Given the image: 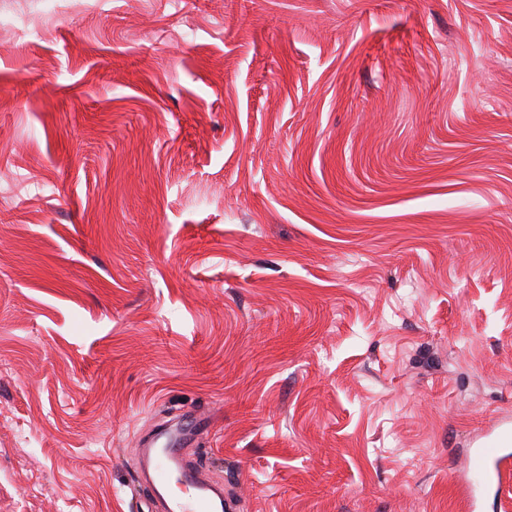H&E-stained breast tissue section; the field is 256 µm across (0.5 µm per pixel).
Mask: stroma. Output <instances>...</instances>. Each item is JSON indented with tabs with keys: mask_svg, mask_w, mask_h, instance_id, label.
<instances>
[{
	"mask_svg": "<svg viewBox=\"0 0 512 512\" xmlns=\"http://www.w3.org/2000/svg\"><path fill=\"white\" fill-rule=\"evenodd\" d=\"M0 512H469L512 419V0H0ZM499 431L490 445H484L474 453L471 472L473 480L471 483V510L477 506L476 493L480 489L498 490L501 483V464L508 459V456L502 455L506 448L498 447L502 440L510 436L509 420L502 421L499 425ZM168 430L167 427L162 428L156 435L142 441V462L147 475L140 484L153 498L163 503L164 512L233 511L230 502L224 504L222 488L206 482L194 463L185 458L186 448L182 447L193 442L195 432L171 435ZM164 435L167 441L157 448V439Z\"/></svg>",
	"mask_w": 512,
	"mask_h": 512,
	"instance_id": "35a3bbf8",
	"label": "stroma"
}]
</instances>
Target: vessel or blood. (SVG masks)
Masks as SVG:
<instances>
[{
	"label": "vessel or blood",
	"instance_id": "vessel-or-blood-1",
	"mask_svg": "<svg viewBox=\"0 0 512 512\" xmlns=\"http://www.w3.org/2000/svg\"><path fill=\"white\" fill-rule=\"evenodd\" d=\"M511 436L512 425L501 422L496 443L477 448L471 463L472 490L499 488L505 460L500 443ZM188 441V435L182 433L168 436L161 445L152 437L143 440L144 487L163 503V512H224L222 488L206 482L186 459Z\"/></svg>",
	"mask_w": 512,
	"mask_h": 512
}]
</instances>
